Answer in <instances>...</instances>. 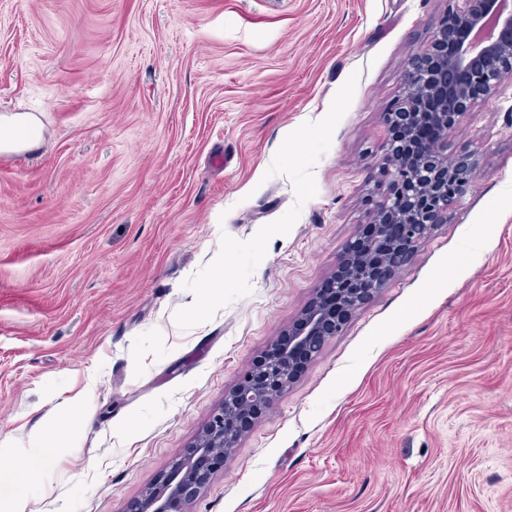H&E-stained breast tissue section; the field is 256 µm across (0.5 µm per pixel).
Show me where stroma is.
<instances>
[{"instance_id":"1","label":"stroma","mask_w":512,"mask_h":512,"mask_svg":"<svg viewBox=\"0 0 512 512\" xmlns=\"http://www.w3.org/2000/svg\"><path fill=\"white\" fill-rule=\"evenodd\" d=\"M447 12L0 0V110L41 131L0 151V512L17 491L131 512L185 453L369 222L384 115ZM465 148L478 178L447 223L191 512H512V79L449 132ZM74 398L86 419L59 425Z\"/></svg>"}]
</instances>
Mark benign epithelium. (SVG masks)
I'll return each instance as SVG.
<instances>
[{
  "label": "benign epithelium",
  "instance_id": "1",
  "mask_svg": "<svg viewBox=\"0 0 512 512\" xmlns=\"http://www.w3.org/2000/svg\"><path fill=\"white\" fill-rule=\"evenodd\" d=\"M448 16L431 46L415 55L403 74L404 96L387 117L399 128V140L389 139L387 190L376 202L371 234H357L337 267V302H309L271 345L264 364L224 393L188 450L131 512H190L226 449L236 447L244 422L257 419L294 380L298 357L313 360L434 227L447 222L450 207L475 183L474 153L464 149L448 157V131L512 77V0H448ZM451 42L457 50L450 56ZM428 104L441 119L434 139L422 137L419 129Z\"/></svg>",
  "mask_w": 512,
  "mask_h": 512
}]
</instances>
